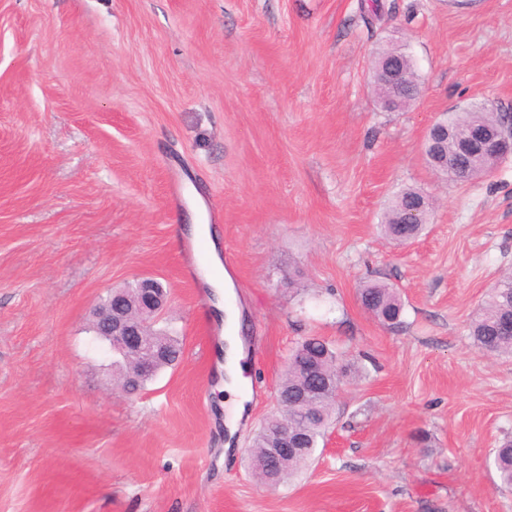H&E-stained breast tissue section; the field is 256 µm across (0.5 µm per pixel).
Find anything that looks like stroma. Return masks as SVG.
Returning <instances> with one entry per match:
<instances>
[{
  "mask_svg": "<svg viewBox=\"0 0 512 512\" xmlns=\"http://www.w3.org/2000/svg\"><path fill=\"white\" fill-rule=\"evenodd\" d=\"M0 0V512H512L489 461L512 436V358L468 326L512 273V155L444 180L429 127L512 113V0ZM405 46L421 86L385 111L375 52ZM424 233L379 229L405 188ZM201 206L239 310L250 399L225 428L204 341L211 288L185 263ZM169 290L179 364L137 396L91 327L107 292ZM404 302L385 326L360 285ZM337 343L348 376L309 468L248 467L290 351Z\"/></svg>",
  "mask_w": 512,
  "mask_h": 512,
  "instance_id": "obj_1",
  "label": "stroma"
}]
</instances>
